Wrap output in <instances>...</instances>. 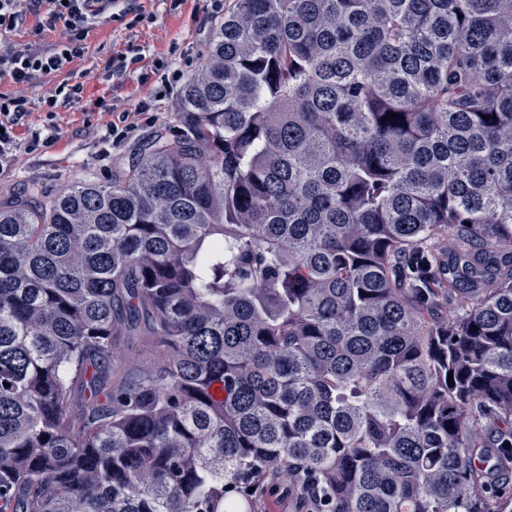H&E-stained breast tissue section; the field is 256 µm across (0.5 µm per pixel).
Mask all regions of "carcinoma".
I'll return each mask as SVG.
<instances>
[{
    "label": "carcinoma",
    "mask_w": 512,
    "mask_h": 512,
    "mask_svg": "<svg viewBox=\"0 0 512 512\" xmlns=\"http://www.w3.org/2000/svg\"><path fill=\"white\" fill-rule=\"evenodd\" d=\"M177 117L0 199V512H512V0H233ZM404 271L410 278H418L422 282L425 280L433 284L435 282V274L423 249L415 250L407 257ZM308 487L307 495L296 499L299 510L295 512H328L325 509L331 504V499L319 489L315 480ZM288 486L287 483L282 482L276 489L277 492L271 490V488H267L263 490L261 493L257 494L253 498V509L256 512H289V510H294L293 508H288V498L282 497L283 489Z\"/></svg>",
    "instance_id": "cac0c4a2"
}]
</instances>
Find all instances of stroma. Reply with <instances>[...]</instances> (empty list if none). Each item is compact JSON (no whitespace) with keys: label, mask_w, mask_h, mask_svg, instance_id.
I'll return each instance as SVG.
<instances>
[{"label":"stroma","mask_w":512,"mask_h":512,"mask_svg":"<svg viewBox=\"0 0 512 512\" xmlns=\"http://www.w3.org/2000/svg\"><path fill=\"white\" fill-rule=\"evenodd\" d=\"M137 4L148 15V22L128 29L108 19L89 32L84 41V55L73 64L74 80L84 85L82 100L58 108V136L52 147L35 152L18 151L11 169L0 173V193L33 184L44 195L54 196L82 178L110 177L118 163L142 141L159 131L171 136L178 132L177 98L168 95L157 103L159 120L155 126L142 127L129 142L113 152L104 150L103 136L113 111L133 110L148 92L147 86L135 75L121 86H114L108 66L112 56L126 51L128 45L139 46L145 51L140 67L146 73L154 59L167 57L174 49L181 56V70L189 76L204 60L214 25L197 0H186L182 9L174 12L168 11L162 0H137ZM63 79V74L54 73L18 85L9 76L0 75V93L27 99V123L38 128L45 120L42 100Z\"/></svg>","instance_id":"1"}]
</instances>
